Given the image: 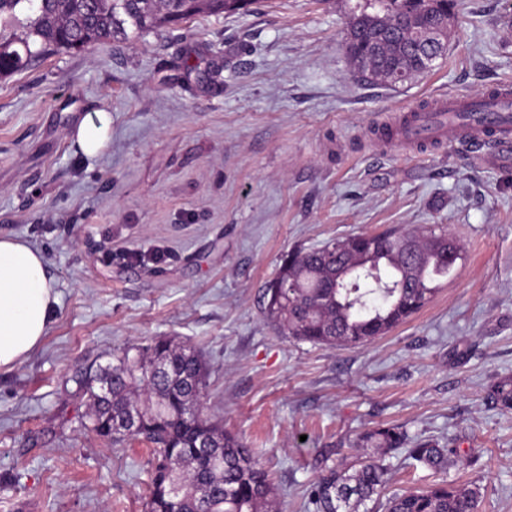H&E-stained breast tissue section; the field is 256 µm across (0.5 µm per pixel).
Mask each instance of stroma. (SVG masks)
<instances>
[{
	"instance_id": "35a3bbf8",
	"label": "stroma",
	"mask_w": 512,
	"mask_h": 512,
	"mask_svg": "<svg viewBox=\"0 0 512 512\" xmlns=\"http://www.w3.org/2000/svg\"><path fill=\"white\" fill-rule=\"evenodd\" d=\"M357 0H253L158 33L61 51L0 78V235L40 250L58 303L39 345L0 370V512H144L148 443L84 426L76 380L166 336L209 367L204 411L253 448L273 512H310L329 467L380 424L451 444L440 475L388 459L368 502L447 479L512 512V169L458 145L376 150V121L441 93L512 83V0H464L434 69L365 81L344 46ZM107 112L84 155L75 123ZM447 225L464 259L418 314L359 348L298 343L266 323L289 251L390 227ZM112 117L107 112L87 114L76 125L72 137L78 148L87 156H95L107 144ZM490 402L505 413L512 412V379L504 378L491 387L488 394Z\"/></svg>"
}]
</instances>
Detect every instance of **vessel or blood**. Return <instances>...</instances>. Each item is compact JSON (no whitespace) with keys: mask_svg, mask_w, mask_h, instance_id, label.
I'll return each instance as SVG.
<instances>
[{"mask_svg":"<svg viewBox=\"0 0 512 512\" xmlns=\"http://www.w3.org/2000/svg\"><path fill=\"white\" fill-rule=\"evenodd\" d=\"M465 143L481 148V161L512 164V84H498L475 97L438 94L412 113L392 147L410 149Z\"/></svg>","mask_w":512,"mask_h":512,"instance_id":"obj_1","label":"vessel or blood"}]
</instances>
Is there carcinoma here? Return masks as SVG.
Listing matches in <instances>:
<instances>
[{
    "mask_svg": "<svg viewBox=\"0 0 512 512\" xmlns=\"http://www.w3.org/2000/svg\"><path fill=\"white\" fill-rule=\"evenodd\" d=\"M251 0L228 7L227 0H0V77L62 50L90 49L118 36L157 31L165 24L197 14L241 10ZM460 0H374L353 12L346 28V50L353 69L392 84L395 69L412 78L427 73L435 58L409 49L408 35L419 28L446 32L448 16L458 15ZM16 31L6 35V28ZM416 253L408 255L402 240ZM463 251L447 227L387 229L295 250L287 255L264 292L266 320L285 336L328 348L364 345L384 336L420 311L448 278ZM351 274L355 287H336V277ZM164 371L149 377L148 362ZM112 403H100L95 388L80 383L79 395L93 408L84 427L120 442L126 434L116 422L133 404L141 423L132 433L155 445L146 512H266L273 498L267 472L253 449L221 431L203 408L195 379L207 368L195 350L167 337H155L112 353ZM490 402L512 412V379L491 387ZM224 442L215 456L199 453L201 441ZM373 455L350 468L329 469L313 485L309 501L315 512H352L389 480L385 457L408 448L410 457L434 470L448 469L456 449L412 437L398 424H381L358 439ZM479 487H459L444 480L426 489L395 494L387 512H478Z\"/></svg>",
    "mask_w": 512,
    "mask_h": 512,
    "instance_id": "1",
    "label": "carcinoma"
}]
</instances>
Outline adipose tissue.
I'll return each mask as SVG.
<instances>
[{"mask_svg": "<svg viewBox=\"0 0 512 512\" xmlns=\"http://www.w3.org/2000/svg\"><path fill=\"white\" fill-rule=\"evenodd\" d=\"M111 125L108 113L86 115L74 128L73 140L85 155H97ZM57 302V283L41 251L0 235V369L21 363L38 346Z\"/></svg>", "mask_w": 512, "mask_h": 512, "instance_id": "ef3b65f1", "label": "adipose tissue"}]
</instances>
